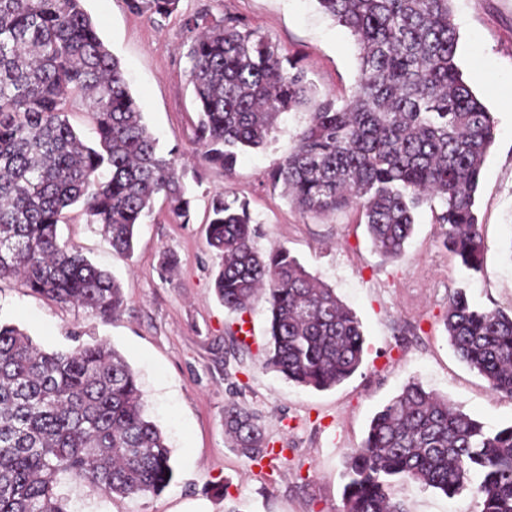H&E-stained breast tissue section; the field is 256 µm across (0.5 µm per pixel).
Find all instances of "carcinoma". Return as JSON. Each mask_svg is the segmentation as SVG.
I'll use <instances>...</instances> for the list:
<instances>
[{
  "instance_id": "carcinoma-1",
  "label": "carcinoma",
  "mask_w": 512,
  "mask_h": 512,
  "mask_svg": "<svg viewBox=\"0 0 512 512\" xmlns=\"http://www.w3.org/2000/svg\"><path fill=\"white\" fill-rule=\"evenodd\" d=\"M317 2L360 49L357 83L341 106L244 19L207 8L184 19L202 162L233 173L241 152L264 146L283 113L305 106L308 123L270 173L292 202L319 215L362 211L374 247L398 259L415 211L437 201L444 245L466 269L484 271L475 203L495 129L457 63L452 0ZM126 4L166 19L179 0ZM75 101L93 121V146L68 120ZM159 196L191 222L184 170L160 154L81 0H0V281L20 279L53 301L114 317L120 282L61 243L58 225L79 205L128 256ZM207 235L222 258L214 288L224 307L245 313L265 299L266 368L317 390L353 376L364 352L357 315L288 249H257L246 203L216 194ZM444 326L457 356L512 396V313L478 307L460 289ZM224 432L251 460L271 453L245 407L224 406ZM61 475L126 498L161 493L174 469L136 374L112 347L48 352L0 320V512H71L56 490ZM345 476L343 512H410L396 479L451 496L474 476L481 512H512V425L488 427L412 380L375 414Z\"/></svg>"
}]
</instances>
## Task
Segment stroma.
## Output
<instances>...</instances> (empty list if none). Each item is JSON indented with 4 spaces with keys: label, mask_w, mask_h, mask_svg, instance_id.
<instances>
[{
    "label": "stroma",
    "mask_w": 512,
    "mask_h": 512,
    "mask_svg": "<svg viewBox=\"0 0 512 512\" xmlns=\"http://www.w3.org/2000/svg\"><path fill=\"white\" fill-rule=\"evenodd\" d=\"M162 152L195 161L197 112L182 46L185 17L207 8L246 21L296 60L318 91L347 99L359 73L350 32L317 0H180L168 19L131 13L125 0H82ZM464 77L492 113L495 141L476 197L484 271L470 274L443 245L444 225L422 207L402 257L372 245L359 210L306 214L269 180V171L295 145L307 110L283 114L267 144L240 156L233 174L198 167L186 177L193 223L176 221L163 201L138 227L131 258L113 253L99 225L79 209L59 225L62 242L119 280L123 311L101 320L75 306L32 293L23 282H0V318L24 329L43 349L76 339L114 347L137 374L146 411L167 439L175 476L160 495L109 497L61 477L59 493L79 512H343L345 456L360 447L373 416L412 380L493 427L512 424V397L494 392L448 343V300L466 289L474 304L512 311V0H452ZM245 200L256 219L260 251L283 246L314 276L335 288L362 323L363 362L347 381L318 391L289 383L264 367L265 303L247 317L251 335L239 344L238 317L217 299L220 259L206 238L208 202L215 193ZM177 259L162 273L164 255ZM257 415L273 455L250 460L224 433V406ZM411 512H481L472 487L456 495L415 483L396 484Z\"/></svg>",
    "instance_id": "stroma-1"
}]
</instances>
